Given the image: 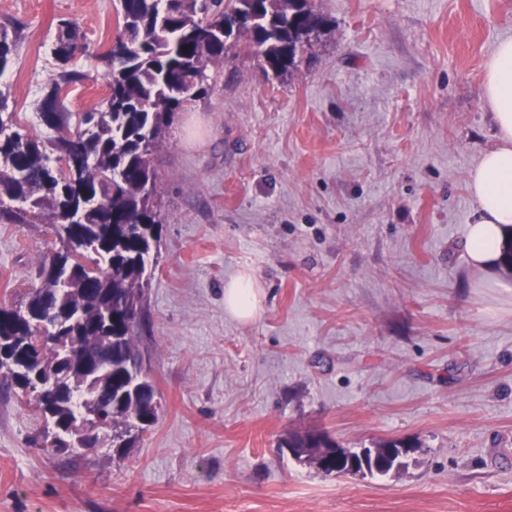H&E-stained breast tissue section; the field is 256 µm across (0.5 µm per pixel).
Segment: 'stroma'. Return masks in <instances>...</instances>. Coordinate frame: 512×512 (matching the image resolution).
I'll return each mask as SVG.
<instances>
[{
    "label": "stroma",
    "mask_w": 512,
    "mask_h": 512,
    "mask_svg": "<svg viewBox=\"0 0 512 512\" xmlns=\"http://www.w3.org/2000/svg\"><path fill=\"white\" fill-rule=\"evenodd\" d=\"M329 25L277 78L240 44L154 158L161 233L137 329L158 420L130 448H52L0 381V512H512V273L465 257L468 173L497 144L484 67L512 0H313ZM117 0H0V92L39 130L59 20L85 47L62 99L100 108ZM54 240L0 223V303H25ZM264 293L242 323L224 286ZM412 443L384 476L287 447ZM263 294L255 276L242 271L224 286V310L243 322L250 321L262 309ZM304 432L306 437H302V433ZM293 435V437L288 441V448L293 450L295 448H310L306 453L314 454L318 453L320 449L315 448H336V445L331 443V440L327 437V435L320 430L309 429ZM339 453V448H336V455Z\"/></svg>",
    "instance_id": "obj_1"
}]
</instances>
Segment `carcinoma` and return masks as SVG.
Wrapping results in <instances>:
<instances>
[{"mask_svg": "<svg viewBox=\"0 0 512 512\" xmlns=\"http://www.w3.org/2000/svg\"><path fill=\"white\" fill-rule=\"evenodd\" d=\"M119 53L101 56L109 93L102 109L64 111L61 92L83 74L71 68L80 51L69 20L58 23L53 53L59 65L38 103L50 131L43 139L16 129L1 112L0 221L28 224L41 217L61 247L46 256L40 283L20 307L0 304V377L34 395L61 448L76 435L75 411H85L87 447L99 443L93 414L112 406V447L126 448L132 431L158 420L155 389L145 380L127 389L139 362L136 331L145 288L146 261L159 243L153 156L192 82L205 93L210 66L230 63L231 51L248 37L251 52L275 76L296 69L319 42L327 20L308 0H193L167 9L163 0H119ZM19 34L0 28V74L8 69ZM54 314V331H39L37 312ZM103 356L94 380L81 374L61 380L86 351ZM290 448L314 454L335 444L319 430L297 433Z\"/></svg>", "mask_w": 512, "mask_h": 512, "instance_id": "carcinoma-1", "label": "carcinoma"}]
</instances>
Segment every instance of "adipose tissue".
Masks as SVG:
<instances>
[{
	"mask_svg": "<svg viewBox=\"0 0 512 512\" xmlns=\"http://www.w3.org/2000/svg\"><path fill=\"white\" fill-rule=\"evenodd\" d=\"M481 98L493 114L498 143L468 174L476 214L467 226L465 252L468 265L485 277L500 265L503 247L512 238V37L501 39L487 60ZM262 300L251 272H240L224 287V308L241 321L254 318Z\"/></svg>",
	"mask_w": 512,
	"mask_h": 512,
	"instance_id": "obj_1",
	"label": "adipose tissue"
}]
</instances>
